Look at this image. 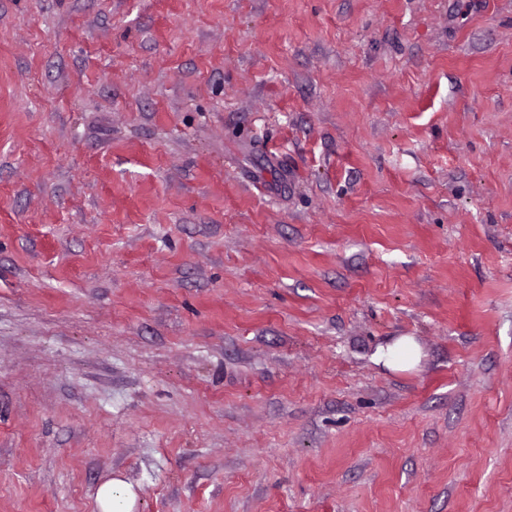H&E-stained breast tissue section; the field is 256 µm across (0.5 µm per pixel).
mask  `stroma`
<instances>
[{"instance_id":"35a3bbf8","label":"stroma","mask_w":512,"mask_h":512,"mask_svg":"<svg viewBox=\"0 0 512 512\" xmlns=\"http://www.w3.org/2000/svg\"><path fill=\"white\" fill-rule=\"evenodd\" d=\"M110 480L512 512V0H0V512ZM413 342L409 338L401 339L391 346L380 348L377 353L379 362L393 369H404L411 366L417 358L414 354Z\"/></svg>"}]
</instances>
